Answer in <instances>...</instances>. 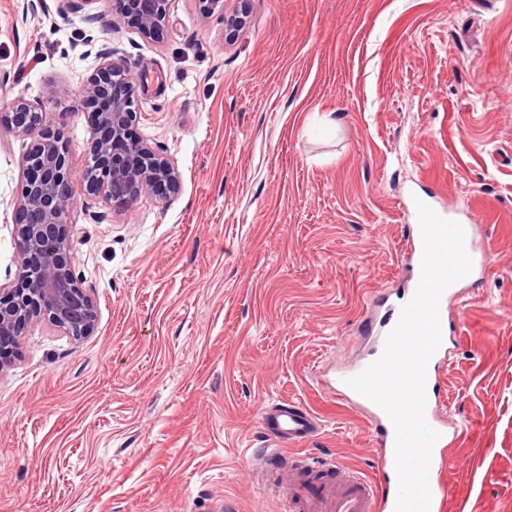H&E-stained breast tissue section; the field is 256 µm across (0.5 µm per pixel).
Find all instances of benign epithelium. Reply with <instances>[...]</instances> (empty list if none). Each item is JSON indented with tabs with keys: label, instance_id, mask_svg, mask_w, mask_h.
Segmentation results:
<instances>
[{
	"label": "benign epithelium",
	"instance_id": "1",
	"mask_svg": "<svg viewBox=\"0 0 512 512\" xmlns=\"http://www.w3.org/2000/svg\"><path fill=\"white\" fill-rule=\"evenodd\" d=\"M170 0H115L118 22L147 38L161 33ZM138 83L129 70L103 54L80 99L94 137L85 190L107 203L127 204L144 194L177 189L176 164L137 138L133 129ZM31 137L23 161L21 195L12 235L18 251L14 281L0 284V373L15 358L26 327L45 322L76 343L92 335L98 313L94 297L78 280L72 256L74 201L68 146L61 132L43 124L42 111L25 98L0 108V127Z\"/></svg>",
	"mask_w": 512,
	"mask_h": 512
}]
</instances>
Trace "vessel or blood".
Masks as SVG:
<instances>
[{
  "mask_svg": "<svg viewBox=\"0 0 512 512\" xmlns=\"http://www.w3.org/2000/svg\"><path fill=\"white\" fill-rule=\"evenodd\" d=\"M425 416L440 438L431 456V471L447 465L448 424L435 415L438 393L434 383L425 387ZM354 402L372 417L379 450L377 474H358L341 461L297 460L285 468H274L278 445L300 442L318 432V418L296 403H271L260 414L266 434L275 447L248 457L249 465L283 496L287 512H395L398 480L395 471V431L387 414L373 401L354 394Z\"/></svg>",
  "mask_w": 512,
  "mask_h": 512,
  "instance_id": "1",
  "label": "vessel or blood"
}]
</instances>
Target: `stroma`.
<instances>
[{
    "label": "stroma",
    "instance_id": "35a3bbf8",
    "mask_svg": "<svg viewBox=\"0 0 512 512\" xmlns=\"http://www.w3.org/2000/svg\"><path fill=\"white\" fill-rule=\"evenodd\" d=\"M24 2L0 0V104L41 103L69 142L98 325L79 344L34 325L0 373V512H281L245 463L274 445L270 401L322 420L286 458L374 475L376 435L336 378L406 298L416 197L474 212L490 258L439 367L447 512H512V0H228L207 18L171 0L156 39L112 0ZM106 50L149 66L135 131L178 166L167 197L83 192L77 105ZM30 143L0 129L1 284Z\"/></svg>",
    "mask_w": 512,
    "mask_h": 512
}]
</instances>
